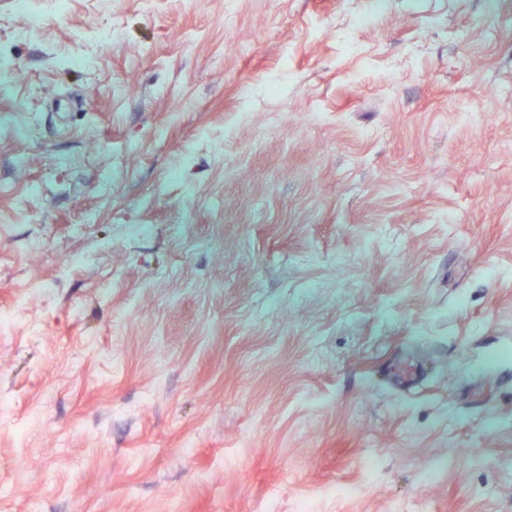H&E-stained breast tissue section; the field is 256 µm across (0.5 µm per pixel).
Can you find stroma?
I'll use <instances>...</instances> for the list:
<instances>
[{
	"instance_id": "stroma-1",
	"label": "stroma",
	"mask_w": 512,
	"mask_h": 512,
	"mask_svg": "<svg viewBox=\"0 0 512 512\" xmlns=\"http://www.w3.org/2000/svg\"><path fill=\"white\" fill-rule=\"evenodd\" d=\"M13 2L0 512H512V0Z\"/></svg>"
}]
</instances>
